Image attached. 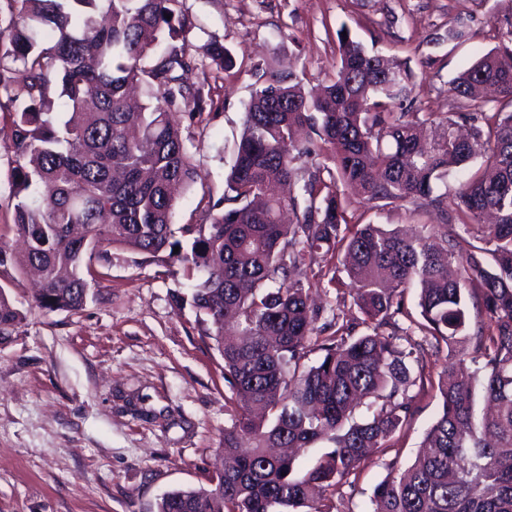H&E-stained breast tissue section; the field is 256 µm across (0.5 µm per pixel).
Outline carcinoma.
<instances>
[{"label": "carcinoma", "mask_w": 512, "mask_h": 512, "mask_svg": "<svg viewBox=\"0 0 512 512\" xmlns=\"http://www.w3.org/2000/svg\"><path fill=\"white\" fill-rule=\"evenodd\" d=\"M186 26L182 0H10L0 16L17 198L13 223L0 224V269L38 272L36 305L75 313L112 250L178 263L188 285L176 299L224 362L233 417L222 466L210 486L169 491L153 512H332L315 490L336 492L371 449L393 447L413 413L410 388L433 383L441 408L414 462L375 487L372 512H512V111L484 97L492 87L512 106V29L453 79L470 112L411 111V70L344 26L336 79L320 92L269 67L245 107L231 195L175 229L173 189L196 179L175 110L206 105L183 81L197 66L177 45ZM205 55L234 67L222 45ZM427 124L443 133L429 137ZM477 157L453 198L437 191ZM320 158L335 169L327 180ZM349 188L368 203L451 210L460 232L353 224ZM11 234L23 250L7 245ZM330 265L346 272L358 315L319 327L311 279ZM402 318L421 336L408 350ZM23 319L0 285V342ZM427 348L448 351L435 381L414 355ZM465 355L474 370L459 366ZM319 442L330 447L296 468Z\"/></svg>", "instance_id": "cac0c4a2"}]
</instances>
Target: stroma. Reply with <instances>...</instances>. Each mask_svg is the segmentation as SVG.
<instances>
[{"instance_id": "obj_1", "label": "stroma", "mask_w": 512, "mask_h": 512, "mask_svg": "<svg viewBox=\"0 0 512 512\" xmlns=\"http://www.w3.org/2000/svg\"><path fill=\"white\" fill-rule=\"evenodd\" d=\"M183 10L186 51L202 58L215 41L235 66L204 61L184 76L214 103L179 118L198 177L175 201L177 224L202 219V195L226 193L257 64L292 70L308 90L328 83L344 26L366 48L406 63L415 111L455 112L451 81L512 27V0H183ZM459 22L469 40H446ZM10 111L0 97V224L11 222L16 203ZM349 200L356 224L410 230L441 221L413 203ZM106 272L75 313L35 306L29 278L5 284L25 318L0 344V512H151L164 493L208 486L214 474L231 424L229 388L194 309L173 302L180 265L167 270L116 251ZM439 405L437 389L417 395L393 448L368 457L354 492L333 496V512H368L392 467L414 461Z\"/></svg>"}]
</instances>
